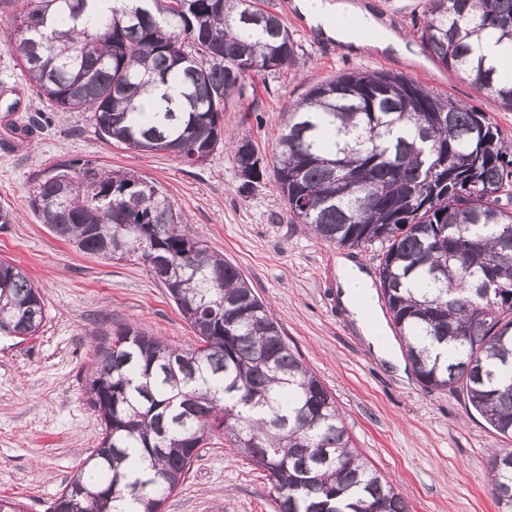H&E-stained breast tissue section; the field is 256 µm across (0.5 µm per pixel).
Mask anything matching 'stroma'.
I'll use <instances>...</instances> for the list:
<instances>
[{
    "label": "stroma",
    "instance_id": "35a3bbf8",
    "mask_svg": "<svg viewBox=\"0 0 512 512\" xmlns=\"http://www.w3.org/2000/svg\"><path fill=\"white\" fill-rule=\"evenodd\" d=\"M356 2L405 37V51L328 39L299 16L294 0H265L280 16H293L288 30L297 58L289 68L248 79L246 93L224 111L223 150L192 167L168 153L107 143L88 113L54 110L26 83L7 48L10 33L0 27V206L15 215L14 223L0 224V259L27 271L46 310L36 335L0 336V496L20 502L24 512H46L98 447L101 421L84 392L95 331L134 322L168 343L197 344L144 264L80 252L34 216L38 178L81 160L156 182L190 230L238 267L290 348L332 393L354 448L405 494L410 512H498L487 485L488 451L512 449V437L496 433L465 394L425 388L411 367L376 358L340 301L339 257L372 276L376 250L338 247L293 224L274 177L240 190L231 147L246 137L272 158L288 108L312 86L353 69L404 74L486 112L512 136V110L424 54L413 31L425 0ZM34 111L47 116L46 127L18 141L8 121ZM163 512H274V503L264 472L220 437L202 449Z\"/></svg>",
    "mask_w": 512,
    "mask_h": 512
}]
</instances>
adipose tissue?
<instances>
[{"label": "adipose tissue", "instance_id": "obj_1", "mask_svg": "<svg viewBox=\"0 0 512 512\" xmlns=\"http://www.w3.org/2000/svg\"><path fill=\"white\" fill-rule=\"evenodd\" d=\"M296 7L309 25L330 38L366 45V33L377 25L373 15L351 0H297Z\"/></svg>", "mask_w": 512, "mask_h": 512}]
</instances>
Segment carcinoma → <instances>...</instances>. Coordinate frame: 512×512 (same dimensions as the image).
Listing matches in <instances>:
<instances>
[{"instance_id":"cac0c4a2","label":"carcinoma","mask_w":512,"mask_h":512,"mask_svg":"<svg viewBox=\"0 0 512 512\" xmlns=\"http://www.w3.org/2000/svg\"><path fill=\"white\" fill-rule=\"evenodd\" d=\"M3 21L23 76L57 111L88 112L101 139L189 166L223 147L224 110L251 74L297 55L261 0H20ZM417 31L430 57L512 109V82L476 54L484 36L512 44V0H426ZM232 158L241 190L263 181L251 139ZM274 161L293 223L339 247L381 246V296L420 383L465 392L512 436V141L403 74L353 70L288 110ZM30 205L78 250L147 265L199 341L178 348L135 323L95 333L85 394L102 438L47 512H161L220 435L266 473L275 512H409L263 300L155 183L76 160L53 167ZM44 320L40 289L0 260V335L34 336ZM488 465L512 512V451Z\"/></svg>"}]
</instances>
